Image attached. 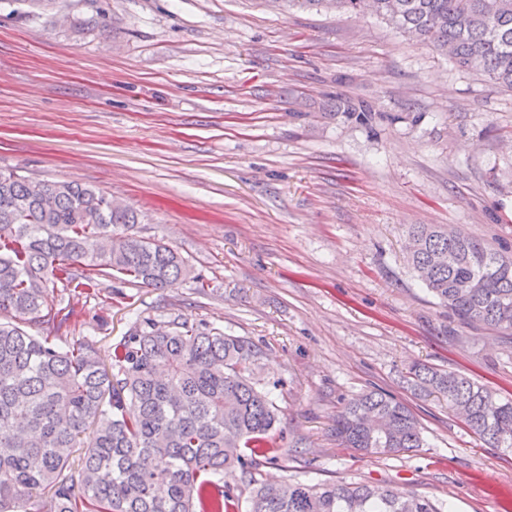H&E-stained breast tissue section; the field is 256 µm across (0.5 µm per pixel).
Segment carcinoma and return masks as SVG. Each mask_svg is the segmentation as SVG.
<instances>
[{"label": "carcinoma", "instance_id": "1", "mask_svg": "<svg viewBox=\"0 0 512 512\" xmlns=\"http://www.w3.org/2000/svg\"><path fill=\"white\" fill-rule=\"evenodd\" d=\"M301 9L359 11L362 0H283ZM368 7L410 39L512 90V0H371ZM370 124L374 111L347 104ZM128 207L73 182H33L0 170V312L45 323L48 286L89 295L116 272L150 288L190 274L168 246L137 237ZM409 260L417 278L466 324L512 331V259L446 224H414ZM82 271H77L76 267ZM261 349L241 336L175 317L148 318L112 346L33 336L0 322V512H30L50 493L49 512H239L240 499L216 477L239 474L247 512H441L415 495L362 483H266L257 459L281 454L277 408L254 377ZM424 394H439L493 448L512 451V400L455 373L410 368ZM95 442L75 456L77 439ZM336 441L364 455L420 448L408 406L362 392L336 415Z\"/></svg>", "mask_w": 512, "mask_h": 512}]
</instances>
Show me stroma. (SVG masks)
<instances>
[{
	"mask_svg": "<svg viewBox=\"0 0 512 512\" xmlns=\"http://www.w3.org/2000/svg\"><path fill=\"white\" fill-rule=\"evenodd\" d=\"M0 169L103 190L190 267L161 290L51 289L52 310L74 308L60 335L107 360L136 321L177 315L260 346L284 450L263 479L512 512V452L404 381L417 362L512 398V338L459 321L408 261L413 224L512 256V91L367 10L58 0L38 17L0 0ZM369 389L410 408L423 447L337 445L342 401Z\"/></svg>",
	"mask_w": 512,
	"mask_h": 512,
	"instance_id": "1",
	"label": "stroma"
}]
</instances>
